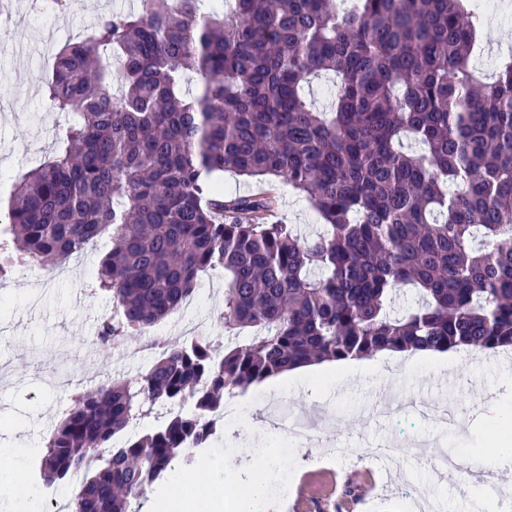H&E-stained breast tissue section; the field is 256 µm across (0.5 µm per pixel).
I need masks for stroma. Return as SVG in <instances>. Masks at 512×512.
Segmentation results:
<instances>
[{
  "mask_svg": "<svg viewBox=\"0 0 512 512\" xmlns=\"http://www.w3.org/2000/svg\"><path fill=\"white\" fill-rule=\"evenodd\" d=\"M11 3V19L0 20V215L15 179L56 155L61 131L69 121L44 96V80L53 71L52 56L68 42L84 38L96 16L120 7V0H74L70 12L59 15L47 9L30 10L29 0ZM277 217L295 225L304 236L320 229L316 211L285 188L279 191ZM111 248V238L104 236L63 266L43 274H10L0 283V423L7 425L0 430V448L6 451L0 457V492L22 484L31 498L32 512H58L38 495L40 450L71 397L97 382L136 377L157 358L150 351L130 359L129 348L139 341L132 335L97 351L91 369H83L76 361L101 320L112 315L111 299L96 283L100 261ZM194 299L193 306L181 307L156 324L153 335L172 340L183 326L198 324L204 335L224 338L223 270L203 273ZM510 378L512 354L493 352L478 354L464 364L453 359L442 364L419 359L403 368H379L363 359L326 363L304 387L281 374L239 393L248 418L225 422L209 448L190 450V462H175L174 469L217 478L229 460L238 473V488L245 490L260 472L256 453L262 449L290 471L291 497H303L313 505L320 501L317 493H325L320 502L328 512H337L336 497L349 479L362 487L349 512H414L408 494L412 485L439 498L444 512H472L479 482L463 484L454 474L434 482L433 462L448 448L470 449L475 458L489 455L493 438L512 424V393L504 385ZM372 383L404 397L449 400L469 427L443 435L419 418L376 422L364 409L366 389ZM271 395L287 399L297 411L322 410L334 417L337 431L349 436L363 432L376 439L422 440L420 461L385 469L368 458L325 459L321 446L278 458L273 435L258 427Z\"/></svg>",
  "mask_w": 512,
  "mask_h": 512,
  "instance_id": "obj_1",
  "label": "stroma"
}]
</instances>
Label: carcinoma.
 Returning a JSON list of instances; mask_svg holds the SVG:
<instances>
[{
    "label": "carcinoma",
    "mask_w": 512,
    "mask_h": 512,
    "mask_svg": "<svg viewBox=\"0 0 512 512\" xmlns=\"http://www.w3.org/2000/svg\"><path fill=\"white\" fill-rule=\"evenodd\" d=\"M232 3L104 14L44 83L72 122L13 183L0 277L107 234L98 280L116 315L98 347L174 314L218 266L235 339L169 344L137 377L77 394L40 462L48 489L84 473L73 512H128L188 444L208 447L226 392L382 351L512 347V54L494 81L475 70V2ZM317 73L336 78L321 109L303 93ZM225 171L288 184L323 231L276 219L273 187L224 196L210 179ZM407 285L421 302L395 317ZM157 405L169 415L120 440Z\"/></svg>",
    "instance_id": "obj_1"
}]
</instances>
